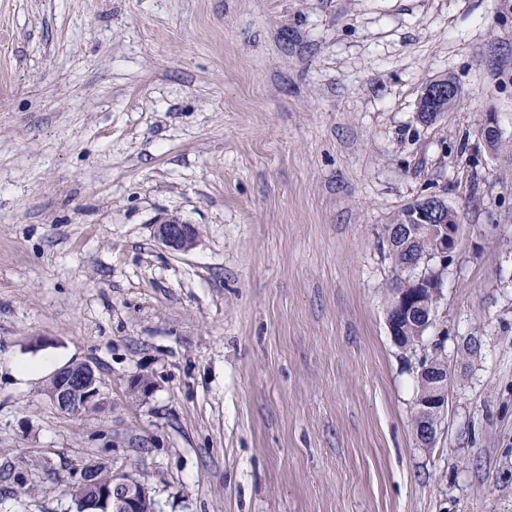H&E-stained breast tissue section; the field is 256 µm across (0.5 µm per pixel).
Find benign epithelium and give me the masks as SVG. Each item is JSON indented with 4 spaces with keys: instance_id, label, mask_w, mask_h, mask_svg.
Returning a JSON list of instances; mask_svg holds the SVG:
<instances>
[{
    "instance_id": "obj_1",
    "label": "benign epithelium",
    "mask_w": 512,
    "mask_h": 512,
    "mask_svg": "<svg viewBox=\"0 0 512 512\" xmlns=\"http://www.w3.org/2000/svg\"><path fill=\"white\" fill-rule=\"evenodd\" d=\"M424 95L428 104L445 109L454 103L460 89L450 77L433 82L426 87ZM416 213L414 223L428 224L435 232L434 257L439 264L436 274H441L453 257L459 240V224L449 219L451 209L446 201L432 196L412 204ZM158 240L175 251H188L197 241V230L192 224L170 219L157 228ZM418 289L407 298L402 311L410 312L415 308L429 310L428 300L423 295L438 297L439 284L417 280ZM431 375L438 378L439 391L430 400L423 403L419 411L428 414L443 415L448 404L449 377L437 371ZM51 401L63 412L78 414L87 410H101L105 407L102 390L94 368L87 363L71 364L55 373L48 387ZM95 469L81 471L72 484L74 501L80 503L82 512H139V501L149 497L148 488L130 477L113 474L104 482L91 480Z\"/></svg>"
}]
</instances>
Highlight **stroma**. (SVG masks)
I'll return each instance as SVG.
<instances>
[{"label": "stroma", "mask_w": 512, "mask_h": 512, "mask_svg": "<svg viewBox=\"0 0 512 512\" xmlns=\"http://www.w3.org/2000/svg\"><path fill=\"white\" fill-rule=\"evenodd\" d=\"M431 195L460 245L405 351L385 227ZM46 354L108 408L1 369L0 512L90 463L156 512H512V0H0V361ZM425 95L430 106H436L438 109H447L449 104L454 103L458 99L460 89L452 78L445 77L442 80L429 84L424 92ZM197 230L192 224H185L177 219H170L159 224L158 240L166 247L175 251H188L197 241ZM72 363L55 373L48 387L51 401L65 413L78 414L102 410L105 401L94 368L87 363ZM430 374L434 377L438 378L439 383V391L432 396L430 400L427 402H423V404L420 406L422 401L427 400L430 397V387L429 382L425 383L424 379L425 376H423V373L420 372V370L417 373L418 378V391L416 395V408L420 406L419 411L423 412L425 415L428 413L439 415L442 417L444 414L445 408L448 404V384H449V377L448 375H442L437 372V369L430 372ZM427 380V379H426ZM415 411L413 416V426L415 435L421 437L423 440H427L432 435V426L429 424L428 421L422 420V413ZM420 425L418 426V424ZM418 426V427H417ZM417 428V429H416ZM416 435V439L419 442L420 446L423 448H432V446H425L418 440Z\"/></svg>", "instance_id": "stroma-1"}]
</instances>
